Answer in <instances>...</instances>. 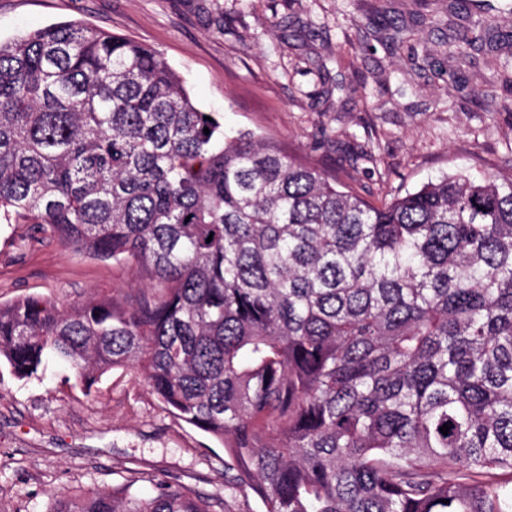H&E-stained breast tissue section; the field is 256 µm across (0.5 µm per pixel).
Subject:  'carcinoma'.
Returning a JSON list of instances; mask_svg holds the SVG:
<instances>
[{
    "mask_svg": "<svg viewBox=\"0 0 512 512\" xmlns=\"http://www.w3.org/2000/svg\"><path fill=\"white\" fill-rule=\"evenodd\" d=\"M0 224L146 280L1 302L16 379L135 368L264 512H512L511 177L375 206L226 134L156 49L58 22L0 41ZM139 481L53 512H213Z\"/></svg>",
    "mask_w": 512,
    "mask_h": 512,
    "instance_id": "1",
    "label": "carcinoma"
}]
</instances>
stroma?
<instances>
[{
    "instance_id": "35a3bbf8",
    "label": "stroma",
    "mask_w": 512,
    "mask_h": 512,
    "mask_svg": "<svg viewBox=\"0 0 512 512\" xmlns=\"http://www.w3.org/2000/svg\"><path fill=\"white\" fill-rule=\"evenodd\" d=\"M452 0H0V39L62 21L147 44L226 128L253 132L317 162L381 204L444 175L512 174V47L485 41L456 70L447 39L481 22ZM412 23V67L384 20ZM27 224L0 226V302L28 295L68 306L138 287L129 267L38 243ZM220 442L174 419L130 369L85 392L61 376L24 382L0 366V512H49L61 493L109 489L132 472L264 512L248 490L224 493Z\"/></svg>"
}]
</instances>
